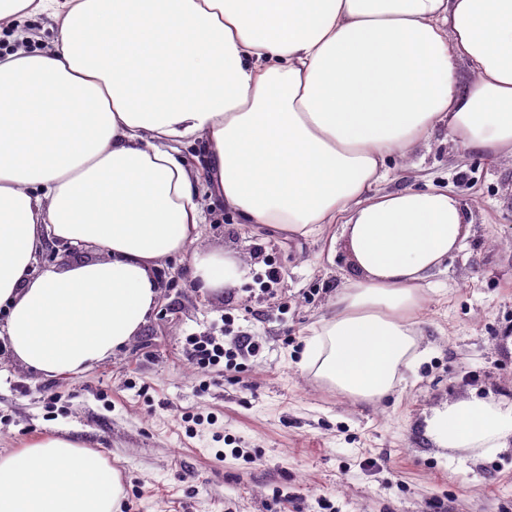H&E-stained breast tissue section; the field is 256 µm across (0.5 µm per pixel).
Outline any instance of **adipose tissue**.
<instances>
[{"mask_svg": "<svg viewBox=\"0 0 512 512\" xmlns=\"http://www.w3.org/2000/svg\"><path fill=\"white\" fill-rule=\"evenodd\" d=\"M59 24L52 50L0 54V344L50 378L136 336L153 274L205 210L178 143L241 223L309 238L340 227L356 271L300 366L381 402L426 350L414 316L470 232L448 192H380L388 162L437 127L481 159L512 156V0H0V24ZM103 255L31 271L48 242ZM205 289L239 258L195 254ZM440 448L512 447V401L433 409ZM121 475L90 445L42 435L0 453V512H121Z\"/></svg>", "mask_w": 512, "mask_h": 512, "instance_id": "obj_1", "label": "adipose tissue"}]
</instances>
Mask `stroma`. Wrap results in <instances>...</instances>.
<instances>
[{"mask_svg": "<svg viewBox=\"0 0 512 512\" xmlns=\"http://www.w3.org/2000/svg\"><path fill=\"white\" fill-rule=\"evenodd\" d=\"M455 195L472 225L432 279L418 316L427 360L376 405L328 390L298 365L309 326L350 273L329 238H291L239 223L198 192L208 222L185 255L163 261L147 323L119 353L79 376L47 378L0 348V452L40 434L101 446L123 486V512H512V448L458 464L426 437L447 401L512 400V157H463L447 129L389 164L384 190ZM242 260L235 283L204 290L196 253ZM280 277L271 282L269 269ZM259 350L201 371L187 337Z\"/></svg>", "mask_w": 512, "mask_h": 512, "instance_id": "stroma-1", "label": "stroma"}]
</instances>
